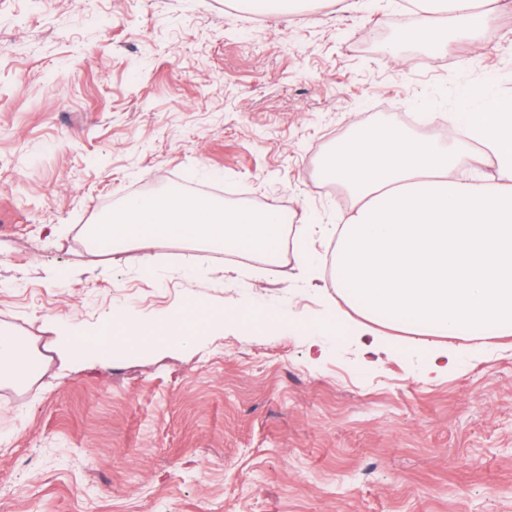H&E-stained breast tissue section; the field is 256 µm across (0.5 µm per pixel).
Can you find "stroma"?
I'll use <instances>...</instances> for the list:
<instances>
[{
  "label": "stroma",
  "instance_id": "obj_1",
  "mask_svg": "<svg viewBox=\"0 0 512 512\" xmlns=\"http://www.w3.org/2000/svg\"><path fill=\"white\" fill-rule=\"evenodd\" d=\"M230 0H0V330L44 363L0 385V512H512V336L368 324L335 289L191 241L91 248L106 208L148 188L332 224L350 198L316 164L356 124L458 111L512 86V9L482 55L465 38L401 64L400 0L278 17ZM200 305L224 325L74 361L60 332ZM344 316L349 329L337 328ZM321 326L308 355L307 326ZM458 350L437 375L433 345Z\"/></svg>",
  "mask_w": 512,
  "mask_h": 512
}]
</instances>
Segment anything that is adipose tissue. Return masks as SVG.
<instances>
[{"mask_svg":"<svg viewBox=\"0 0 512 512\" xmlns=\"http://www.w3.org/2000/svg\"><path fill=\"white\" fill-rule=\"evenodd\" d=\"M414 35L433 48L447 41L439 22L477 30L493 21L487 0H416ZM448 23V24H449ZM458 135L421 139L403 127H357L322 157L317 174L351 199L337 224L304 226L295 243L300 274L313 279L315 239L336 242L330 283L378 320L422 336L512 335V93L467 89L452 117ZM469 177H461V169ZM285 216L232 210L209 200L132 199L97 236L120 247L184 238L224 251H256L276 263ZM216 315L130 325L114 318L89 334L60 337L74 358L107 356L114 346L152 348L178 325L191 347ZM36 357L21 337L0 336V383L25 386Z\"/></svg>","mask_w":512,"mask_h":512,"instance_id":"ef3b65f1","label":"adipose tissue"}]
</instances>
